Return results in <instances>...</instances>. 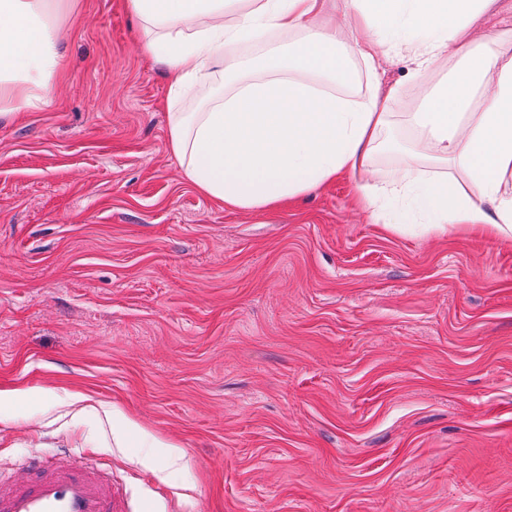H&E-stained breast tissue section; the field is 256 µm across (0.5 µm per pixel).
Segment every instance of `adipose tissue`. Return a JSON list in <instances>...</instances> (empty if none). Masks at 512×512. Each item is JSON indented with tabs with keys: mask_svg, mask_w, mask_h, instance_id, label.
<instances>
[{
	"mask_svg": "<svg viewBox=\"0 0 512 512\" xmlns=\"http://www.w3.org/2000/svg\"><path fill=\"white\" fill-rule=\"evenodd\" d=\"M495 0H125L146 53L168 78V147L203 196L231 210H268L337 177L401 229L487 227L512 239V40L472 25ZM78 0H0V118L48 104L66 58L62 32ZM344 25H336L335 15ZM284 35L277 58L241 74L242 46ZM404 54L422 84L403 165L378 173L391 150L383 58ZM364 89L337 90L348 60ZM447 71L444 81L424 78ZM207 90L189 112L181 104Z\"/></svg>",
	"mask_w": 512,
	"mask_h": 512,
	"instance_id": "adipose-tissue-1",
	"label": "adipose tissue"
}]
</instances>
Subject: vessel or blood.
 Returning <instances> with one entry per match:
<instances>
[{
    "mask_svg": "<svg viewBox=\"0 0 512 512\" xmlns=\"http://www.w3.org/2000/svg\"><path fill=\"white\" fill-rule=\"evenodd\" d=\"M128 499L109 480L77 465L37 468L27 485L0 484V512H128Z\"/></svg>",
    "mask_w": 512,
    "mask_h": 512,
    "instance_id": "vessel-or-blood-1",
    "label": "vessel or blood"
}]
</instances>
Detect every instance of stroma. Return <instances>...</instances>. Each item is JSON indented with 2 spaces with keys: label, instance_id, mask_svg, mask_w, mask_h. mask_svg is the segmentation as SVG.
Returning a JSON list of instances; mask_svg holds the SVG:
<instances>
[{
  "label": "stroma",
  "instance_id": "1",
  "mask_svg": "<svg viewBox=\"0 0 512 512\" xmlns=\"http://www.w3.org/2000/svg\"><path fill=\"white\" fill-rule=\"evenodd\" d=\"M47 106L0 121V479L79 461L130 512H512V240L391 231L347 177L198 194L123 0H82ZM410 63L391 130L419 106ZM180 448L148 467L111 413Z\"/></svg>",
  "mask_w": 512,
  "mask_h": 512
}]
</instances>
